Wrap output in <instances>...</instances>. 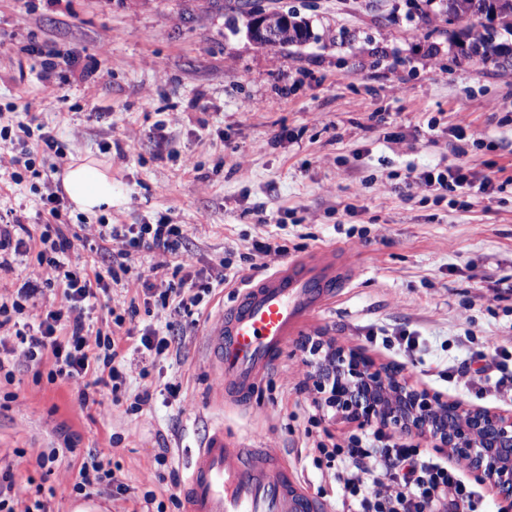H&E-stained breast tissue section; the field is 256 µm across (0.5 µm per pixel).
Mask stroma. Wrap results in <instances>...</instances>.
I'll return each mask as SVG.
<instances>
[{"label":"stroma","instance_id":"35a3bbf8","mask_svg":"<svg viewBox=\"0 0 512 512\" xmlns=\"http://www.w3.org/2000/svg\"><path fill=\"white\" fill-rule=\"evenodd\" d=\"M415 2L0 0V108L46 125L69 163L95 160L112 179L111 210L71 208L67 222L152 224L166 213L183 226L192 270L220 275L225 257L235 273L198 320L181 318L178 353L131 355L141 373L120 403L105 395L80 406L70 385L20 368L15 400L0 404V468L53 488L51 512H72L76 499L63 471L112 438V470L129 492L104 512H136L148 492L164 512H182L173 498L189 451L215 422L275 450L323 512H347L337 465L314 446L359 428L318 402L306 336L399 364L409 382L445 397L512 411L494 357L512 345V192L440 200L410 182L451 162L478 177L512 171V67L459 60L446 17ZM287 12L308 23L306 44L250 39L254 17ZM39 46L60 51L53 72ZM95 58V79L79 80L77 64ZM458 125L477 129L482 145L455 138ZM52 163L36 157L17 185L0 165V214L14 208L42 224L37 190L56 179ZM262 239L284 254L247 260ZM328 248L344 251L358 277L289 337L246 405L219 406L204 327L249 281ZM401 330L418 341L412 354L381 340ZM479 352L485 378L463 384ZM174 381L179 396L163 400ZM146 387L152 401L130 411ZM53 448L47 472L37 459Z\"/></svg>","mask_w":512,"mask_h":512}]
</instances>
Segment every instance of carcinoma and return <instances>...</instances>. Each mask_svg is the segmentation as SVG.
I'll return each instance as SVG.
<instances>
[{"label":"carcinoma","mask_w":512,"mask_h":512,"mask_svg":"<svg viewBox=\"0 0 512 512\" xmlns=\"http://www.w3.org/2000/svg\"><path fill=\"white\" fill-rule=\"evenodd\" d=\"M439 12L448 16V44L457 48L459 55L468 61H477L484 66L503 67L512 57V45L495 41V32L489 27H479L476 21L486 18L498 21L499 28L512 36V0H439ZM467 20L463 28L455 23ZM275 28L279 33L278 45L298 46L310 39L308 25L288 14L262 15L251 24L252 39L263 44L261 32Z\"/></svg>","instance_id":"cac0c4a2"}]
</instances>
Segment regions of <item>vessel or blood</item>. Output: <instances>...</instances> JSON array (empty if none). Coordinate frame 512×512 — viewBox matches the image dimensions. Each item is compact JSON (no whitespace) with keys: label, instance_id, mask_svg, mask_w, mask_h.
Returning <instances> with one entry per match:
<instances>
[{"label":"vessel or blood","instance_id":"vessel-or-blood-1","mask_svg":"<svg viewBox=\"0 0 512 512\" xmlns=\"http://www.w3.org/2000/svg\"><path fill=\"white\" fill-rule=\"evenodd\" d=\"M331 251L284 262L249 283L203 333L218 392L245 404L276 354L353 277ZM186 512H319L293 471L257 441L231 440L215 424L195 447L181 489Z\"/></svg>","mask_w":512,"mask_h":512}]
</instances>
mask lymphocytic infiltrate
Instances as JSON below:
<instances>
[{
    "label": "lymphocytic infiltrate",
    "mask_w": 512,
    "mask_h": 512,
    "mask_svg": "<svg viewBox=\"0 0 512 512\" xmlns=\"http://www.w3.org/2000/svg\"><path fill=\"white\" fill-rule=\"evenodd\" d=\"M18 142L26 148L12 154L11 147ZM55 146L51 131H33L13 111L0 110V162L29 169L35 150L49 156ZM413 182L435 191L465 189L479 198L512 187V174L478 178L452 163L424 171ZM40 204L49 219L41 232H33L12 211L0 220V271L23 269L18 286L0 289V384H13L21 364L47 361L48 382L72 384L80 405H88L104 388L112 398H119L131 373L125 363L128 341L139 340L141 349L158 356L169 355L172 346L171 339L152 327L139 333L127 327V320L139 314L133 300L113 314L107 327L91 322L92 312L101 300L110 299L113 286L129 281L134 253L159 250L169 256L168 261L151 266L141 283L160 313L201 314L207 298L225 278L189 271L185 262L175 261L184 231L169 215H161L153 224H101L88 235L63 222L64 197L58 188L46 186ZM89 241L108 254V264H72L71 252ZM316 448L342 464L343 487L357 501V512H436L441 506L447 512H480L481 499L459 466L425 455L400 431L380 427L367 440L353 435L330 446L317 443ZM111 463V449L90 452L78 466L73 491L125 493V486L114 482ZM0 512H48V503L31 483H17L6 471L0 473Z\"/></svg>",
    "instance_id": "1"
}]
</instances>
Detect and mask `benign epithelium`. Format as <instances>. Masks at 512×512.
<instances>
[{"label":"benign epithelium","mask_w":512,"mask_h":512,"mask_svg":"<svg viewBox=\"0 0 512 512\" xmlns=\"http://www.w3.org/2000/svg\"><path fill=\"white\" fill-rule=\"evenodd\" d=\"M313 348V389L336 416L361 426L375 423L426 440L464 460L479 480L512 502V413L468 406L412 385L398 365L376 364L360 348L306 337Z\"/></svg>","instance_id":"obj_1"}]
</instances>
